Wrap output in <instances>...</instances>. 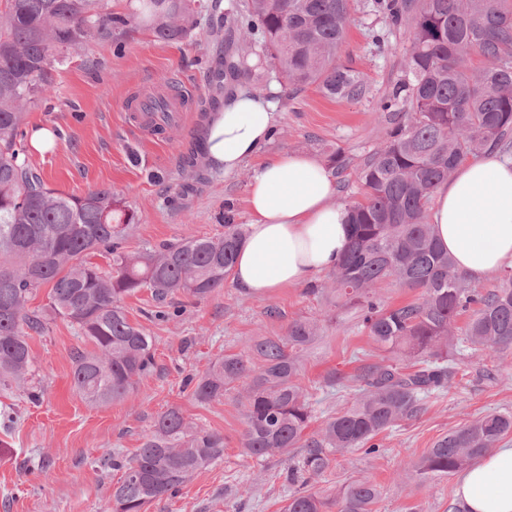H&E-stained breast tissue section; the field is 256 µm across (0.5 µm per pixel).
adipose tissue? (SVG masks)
Instances as JSON below:
<instances>
[{
  "instance_id": "ef3b65f1",
  "label": "adipose tissue",
  "mask_w": 512,
  "mask_h": 512,
  "mask_svg": "<svg viewBox=\"0 0 512 512\" xmlns=\"http://www.w3.org/2000/svg\"><path fill=\"white\" fill-rule=\"evenodd\" d=\"M275 125L273 104L243 90L225 99L204 125L212 166L230 175L256 164L248 184V231L232 280L257 298L334 269L349 236L347 209L331 203L334 185L323 163L294 152L261 159ZM429 222L470 279L512 266V158L489 150L460 164L436 187ZM456 498L462 512H512V445L465 468Z\"/></svg>"
}]
</instances>
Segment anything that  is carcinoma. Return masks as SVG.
Masks as SVG:
<instances>
[{"instance_id": "obj_1", "label": "carcinoma", "mask_w": 512, "mask_h": 512, "mask_svg": "<svg viewBox=\"0 0 512 512\" xmlns=\"http://www.w3.org/2000/svg\"><path fill=\"white\" fill-rule=\"evenodd\" d=\"M352 0H229L220 21L236 41L212 72L219 89L227 76L255 92L276 79L297 93L313 87L334 99L365 92L363 77L337 60L351 21ZM386 28L371 31L378 50L388 32L410 30L404 74L380 102L390 127L380 147L356 169L363 198L347 205L350 234L332 273L336 299L359 310L373 343L417 359L405 372L384 357L362 359L348 381L356 399L309 436L307 390L295 350L310 345L318 325L288 323V336L261 338L222 358L201 376L200 404L224 398L245 379L241 447L257 459L302 449L288 480L301 489L285 512H374L379 490L368 477L323 497L305 489L337 456L351 449L378 452L373 440L415 417L423 397L443 390L454 373L448 345L475 352L512 353V274L482 292L455 269L428 222L434 187L467 158L487 149L512 152V0H371ZM213 0H6L0 11V389L21 388L31 368L27 331L52 317L76 324L93 350L75 351L73 384L91 404L126 399L153 369L152 337L129 322L123 301L143 288L160 305L177 294L204 299L224 287L244 233L224 234L130 253L122 241L133 213L110 189L83 196L50 189L29 162L26 108L46 97L53 71L93 42L122 52L133 25L159 41L183 42L202 22H214ZM110 270L90 261L99 250ZM385 282L419 289L418 298L385 307ZM45 285L48 303L30 301ZM470 312L463 336L458 316ZM512 434L511 412H489L436 440L414 463L419 480L447 477ZM224 457V435L171 409L162 414L112 487L114 512H146L153 501L178 494L185 483Z\"/></svg>"}]
</instances>
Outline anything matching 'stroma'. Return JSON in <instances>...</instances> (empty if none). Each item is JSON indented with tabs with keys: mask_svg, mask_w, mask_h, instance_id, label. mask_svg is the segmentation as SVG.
I'll list each match as a JSON object with an SVG mask.
<instances>
[{
	"mask_svg": "<svg viewBox=\"0 0 512 512\" xmlns=\"http://www.w3.org/2000/svg\"><path fill=\"white\" fill-rule=\"evenodd\" d=\"M381 26L379 16L357 8L340 50L341 62L364 78L361 98L331 100L313 88L291 94L271 83L278 122L267 153L293 151L324 163L338 147L354 168L384 141L388 124L378 106L402 75L410 39L400 30L389 35L385 50H377L368 31ZM224 48L207 26L182 43L158 41L135 28L123 52L101 42L70 56L58 66L50 95L28 111L26 133L45 127L57 137L45 152L28 149L31 164L49 186L65 193L102 188L118 193L135 213L123 243L128 250L218 236L228 218L246 227L253 164L226 175L199 147L203 124L216 109L209 67ZM172 84L189 95L176 133L130 129V94L162 92ZM330 284L325 271L313 286L259 299L228 279L202 300L176 295L180 314L167 320L156 318L149 290L126 297L129 321L155 340L154 368L129 398L107 405L88 403L72 386V354L85 345L76 326L58 317L30 332L32 385L39 399L31 401L24 390L0 391V411L13 417L11 425L0 423V512H113L112 487L121 473L109 458L132 456L158 417L173 408L222 433L224 458L196 474L179 495L152 502L147 512H283L296 490L288 482L294 460L244 454V382L233 384L223 399L202 405L185 380L257 338L285 335L293 320H317L316 339L298 356L312 425L320 427L350 406L355 394L346 385L327 386L326 375L350 376L356 356L377 353L359 311L337 306ZM454 354L458 366L449 388L428 394L416 418L378 435L377 454L345 452L309 483V490L330 496L346 482L369 476L380 488L375 512H458L456 476L422 483L412 463L448 431L488 412H512V355L475 356L462 345ZM487 368L492 377L484 376Z\"/></svg>",
	"mask_w": 512,
	"mask_h": 512,
	"instance_id": "1",
	"label": "stroma"
}]
</instances>
